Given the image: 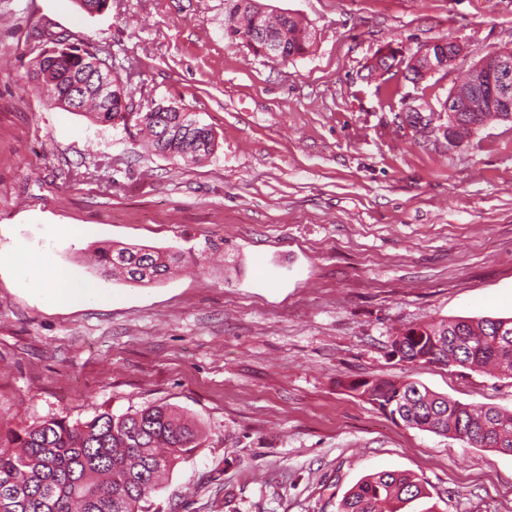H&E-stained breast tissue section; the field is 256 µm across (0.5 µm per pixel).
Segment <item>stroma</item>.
<instances>
[{"label": "stroma", "mask_w": 512, "mask_h": 512, "mask_svg": "<svg viewBox=\"0 0 512 512\" xmlns=\"http://www.w3.org/2000/svg\"><path fill=\"white\" fill-rule=\"evenodd\" d=\"M315 32L288 61L224 38V0H0V255L47 254L101 304L51 308L0 265V428L162 404L200 447L149 512H337L364 477L429 492L407 512H512V456L394 422L341 379H411L512 409V377L394 357L405 326L512 317V121L457 147L406 119L512 48V0H262ZM104 47L133 111L196 113L217 138L178 166L135 128L52 105L29 77L49 33ZM452 39L448 70L370 74ZM84 228L80 240L67 226ZM180 251L176 272L101 277L97 249Z\"/></svg>", "instance_id": "35a3bbf8"}]
</instances>
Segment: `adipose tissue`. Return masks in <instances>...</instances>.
Wrapping results in <instances>:
<instances>
[{"instance_id": "ef3b65f1", "label": "adipose tissue", "mask_w": 512, "mask_h": 512, "mask_svg": "<svg viewBox=\"0 0 512 512\" xmlns=\"http://www.w3.org/2000/svg\"><path fill=\"white\" fill-rule=\"evenodd\" d=\"M6 262L25 270L28 292L43 298L48 305L53 306L67 300L83 303L102 298L100 289L91 283L75 288L62 287L61 282L66 274L49 256L31 257L19 251L8 256Z\"/></svg>"}]
</instances>
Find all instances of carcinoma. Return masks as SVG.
<instances>
[{"mask_svg":"<svg viewBox=\"0 0 512 512\" xmlns=\"http://www.w3.org/2000/svg\"><path fill=\"white\" fill-rule=\"evenodd\" d=\"M262 34L250 46L266 56L267 42L280 47L278 60L307 53L314 32L302 19L275 14L260 0H224V37L244 42L249 31ZM57 55L38 58L32 73L52 84L51 100L70 106L73 79L84 75L88 50L59 46ZM112 90L101 98L94 83L86 89L83 110L98 122L127 125L128 100L123 79L112 74ZM457 114L451 135L463 138L471 126L483 124L492 113ZM158 119L137 115L135 126L150 136L153 148L185 165L211 156L217 140L210 126L191 112H159ZM178 256L143 245L112 246L97 252V265L130 284L148 285L168 276ZM456 337L457 347L443 344L432 353L431 338ZM402 344L401 359L410 363L442 364L471 370L493 366L512 375V317H458L405 327L392 336ZM347 392L382 413L397 415L405 425L445 434L469 445L512 455V411L474 408L406 379L356 378L341 381ZM197 425L164 405H147L120 415L104 412L86 422L50 418L23 430L0 434V512H146L142 503L157 491L163 478L197 448ZM427 497L423 483L407 474L380 471L360 481L341 500L337 512H400L404 504Z\"/></svg>","mask_w":512,"mask_h":512,"instance_id":"1","label":"carcinoma"}]
</instances>
